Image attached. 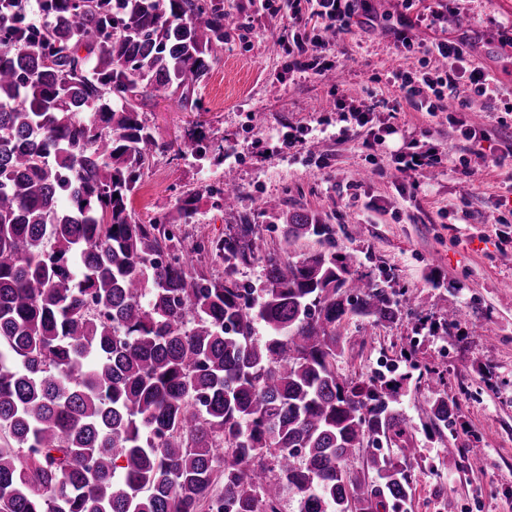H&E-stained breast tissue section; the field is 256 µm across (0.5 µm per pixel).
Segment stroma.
<instances>
[{
	"label": "stroma",
	"instance_id": "stroma-1",
	"mask_svg": "<svg viewBox=\"0 0 512 512\" xmlns=\"http://www.w3.org/2000/svg\"><path fill=\"white\" fill-rule=\"evenodd\" d=\"M370 3L381 26L367 30L355 22L337 39L330 54L341 71L331 83L290 68L287 56L273 52L278 38L295 34L285 18L260 0H224L235 22L200 91L203 110L185 111L165 95L145 109L159 143L177 145L201 133L210 148H223L224 162L158 154L131 205L144 219L198 193L196 221L183 230L200 237L222 235L246 213L268 241L282 243L276 220L263 211L268 199L334 225L337 251L354 254L360 271L387 276L411 298L394 322L343 321L340 373L359 378L404 350L437 372L411 380L400 399L416 426L412 463L420 472L407 512H512V223L497 221L506 172L473 157L468 169L454 161L412 178L391 159L402 145L395 137L387 139L375 174L357 141L338 139L337 114L325 109L334 92L362 98L366 77L376 75L382 93L369 104L388 113L400 100L394 71L422 57L416 49L400 52L389 34L403 11L400 0ZM459 7L449 38L468 36L473 62L512 88V44L500 40L512 26V0H459ZM292 131L304 137L302 146H287ZM228 170L239 198L235 208L223 209L202 188L221 182ZM370 200L379 210L366 209ZM451 308L461 318L447 339L429 336L424 323ZM442 396L458 402L459 420L432 439L420 427V409ZM473 458L480 469H467Z\"/></svg>",
	"mask_w": 512,
	"mask_h": 512
}]
</instances>
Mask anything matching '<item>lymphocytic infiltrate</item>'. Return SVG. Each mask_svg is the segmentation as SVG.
<instances>
[{
  "instance_id": "lymphocytic-infiltrate-1",
  "label": "lymphocytic infiltrate",
  "mask_w": 512,
  "mask_h": 512,
  "mask_svg": "<svg viewBox=\"0 0 512 512\" xmlns=\"http://www.w3.org/2000/svg\"><path fill=\"white\" fill-rule=\"evenodd\" d=\"M403 3L406 13L400 16L392 34L396 47L407 51L414 46L411 31L415 22H429L430 26L444 33L449 21L458 14L457 8L450 6L448 0H403ZM282 8L291 26L311 20L318 24L320 32L313 35L311 41L296 37L283 45L292 68L310 70L318 75L327 74L335 67L334 61L322 53L327 46L323 32L330 30L338 36L348 33L350 20L356 15L368 26L377 20L367 0H284ZM394 78L403 100L411 109L432 117L440 112L447 113L450 128L471 150L480 146L488 136L484 127L472 125L467 119L474 100H493L508 93L491 71L471 65L470 45L463 37L448 40L443 36L424 45L419 67L396 71ZM334 109L344 123L339 131L340 138L361 136V145L369 155H376L387 136L397 132L390 120L375 122L372 109L357 103L354 98L338 97ZM450 159L449 151L440 150L413 132L406 137L402 150L394 155L396 166L406 173L440 167Z\"/></svg>"
}]
</instances>
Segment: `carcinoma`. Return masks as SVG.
I'll return each mask as SVG.
<instances>
[{"instance_id": "obj_1", "label": "carcinoma", "mask_w": 512, "mask_h": 512, "mask_svg": "<svg viewBox=\"0 0 512 512\" xmlns=\"http://www.w3.org/2000/svg\"><path fill=\"white\" fill-rule=\"evenodd\" d=\"M18 2L0 0V512H282L287 494L298 512L405 505L408 376L392 363L348 380L336 362L344 320L390 323L409 299L337 254L333 225L274 201L285 241L318 249L284 256L247 214L190 237L192 194L132 212L163 151L144 108L164 94L203 110L224 0H43L42 28ZM177 154L209 146L190 136ZM216 194L233 208L234 178ZM254 265L257 284L240 278ZM457 321L446 310L428 333ZM421 412L441 437L459 406Z\"/></svg>"}]
</instances>
